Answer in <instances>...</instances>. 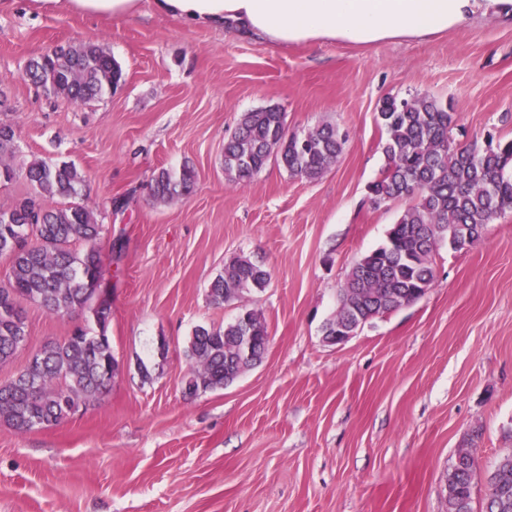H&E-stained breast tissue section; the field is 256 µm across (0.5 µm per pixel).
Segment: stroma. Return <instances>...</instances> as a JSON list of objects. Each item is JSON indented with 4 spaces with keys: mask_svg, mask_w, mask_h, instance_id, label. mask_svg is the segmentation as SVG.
Segmentation results:
<instances>
[{
    "mask_svg": "<svg viewBox=\"0 0 512 512\" xmlns=\"http://www.w3.org/2000/svg\"><path fill=\"white\" fill-rule=\"evenodd\" d=\"M96 42L125 83L77 105L24 78L27 61ZM448 101L454 142L512 139V23L480 18L420 40L274 48L157 13L114 21L0 11V121L19 132L17 175L0 210L29 186V162L75 164L112 257L109 334L119 370L104 396L63 422L0 425V512H447L458 452L481 459L473 506L512 449V211L472 248L436 247L434 279L415 303L324 340L352 266L380 247L408 200L374 207L385 165L384 98ZM270 105L289 133L330 122L346 141L309 181L269 162L231 187L224 142L242 113ZM194 165L186 197L150 193L159 169ZM244 255L264 290L214 305L209 288ZM264 319L268 350L232 384L191 397L183 381L195 327ZM27 342L0 364L9 383L31 354L89 314L24 306Z\"/></svg>",
    "mask_w": 512,
    "mask_h": 512,
    "instance_id": "35a3bbf8",
    "label": "stroma"
}]
</instances>
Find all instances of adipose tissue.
Returning a JSON list of instances; mask_svg holds the SVG:
<instances>
[{
	"mask_svg": "<svg viewBox=\"0 0 512 512\" xmlns=\"http://www.w3.org/2000/svg\"><path fill=\"white\" fill-rule=\"evenodd\" d=\"M170 17L247 33L284 47L303 43L371 45L422 39L477 17L512 20V0H154ZM40 12L126 20L142 0H33Z\"/></svg>",
	"mask_w": 512,
	"mask_h": 512,
	"instance_id": "1",
	"label": "adipose tissue"
}]
</instances>
